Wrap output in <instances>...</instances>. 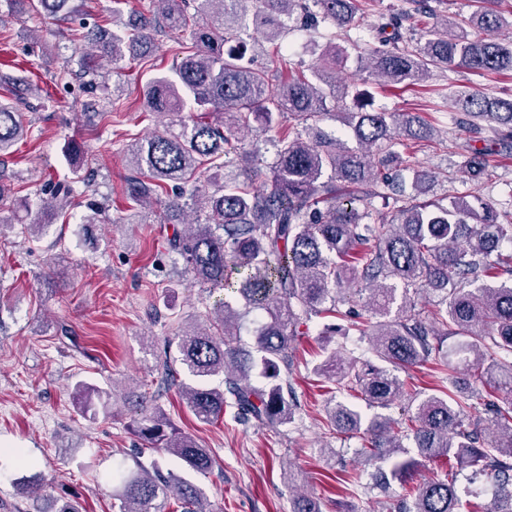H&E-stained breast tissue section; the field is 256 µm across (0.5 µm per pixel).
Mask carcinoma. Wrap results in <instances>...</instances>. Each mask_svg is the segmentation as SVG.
<instances>
[{
  "label": "carcinoma",
  "instance_id": "cac0c4a2",
  "mask_svg": "<svg viewBox=\"0 0 512 512\" xmlns=\"http://www.w3.org/2000/svg\"><path fill=\"white\" fill-rule=\"evenodd\" d=\"M158 14L134 35H105L99 26L81 35L90 49L82 60L86 90L101 91L90 121L100 122L123 110L121 96L107 93L112 73L128 53L144 58L153 46L147 33L175 31L176 60L172 75H157L143 89V108L169 118L150 137L126 149L133 174L124 196L130 205L146 207L168 190L174 205L197 213L169 240L192 279L224 295L237 294L243 309L217 300L208 324L185 330L178 356L164 355L158 370L162 383H179L188 410L201 421L221 418L227 409L244 423L270 430L294 419L279 381L280 366L290 367L288 350L296 337L309 333L312 318L327 320L322 333L372 337V357H342L322 346L323 359L314 375L361 396L371 407L399 405L400 420L374 417L362 425L358 407L331 397L327 416L336 434L361 440V452L394 459L390 472L371 474L370 488L382 491L395 480L407 481L423 461L446 459L492 480L491 512H512V284L491 285L487 278L512 276V263L500 248L512 246V222L473 194L444 205L403 195L393 218L375 222L373 199L383 190L401 191L393 176L407 173L415 190L431 176L414 166L407 141L430 142L434 127L418 112L389 113L367 109L365 97L341 113L346 130L327 134L321 123L331 115L328 103H340L336 68L345 50L332 42L320 48L317 60L281 77L285 58H269L253 69L242 54L226 48L240 39L239 26L248 12L268 27L263 38L280 42L288 31L282 18L302 14L307 30L318 33L322 22L349 27L355 20L354 0H156ZM469 17L436 18L424 43L404 38L395 18L379 26L387 48L358 57L359 68L379 81L408 88L434 68L512 73V40L500 38L508 18L498 0H474ZM320 6V12L311 5ZM32 8L56 18L79 10L72 0H37ZM392 32H387V28ZM466 124H487L499 139H512V98L479 92L457 99ZM190 106L198 114L183 115ZM258 123L278 133L271 176L260 186L259 150L244 152L237 134ZM24 113L17 104L0 101V157L26 135ZM224 155V168L241 170L245 179L224 178L209 188L190 182L204 161ZM489 166L488 153L472 151L463 167L480 186ZM75 197L70 184L56 183L43 204L64 217ZM483 281L477 288L466 284ZM431 290L440 296L432 320L416 311L411 294ZM358 298L373 321L342 306ZM258 318L252 344L237 339L238 321ZM466 336L460 347L470 366L469 391L407 393L391 369H407L430 359L441 371L456 367L441 356L433 340ZM185 373L190 382L180 380ZM507 391L500 401L484 399L483 388ZM84 407L108 413L107 403L93 408L91 396H107L85 382L76 385ZM483 405L487 427L470 420V410ZM128 429L182 464L205 476L214 468L209 449L184 433L156 401L139 397ZM415 454H410L408 442ZM114 500L119 512H167L168 495L181 512H212L203 488L154 460L112 470ZM454 474L434 477L417 488L403 512H460Z\"/></svg>",
  "mask_w": 512,
  "mask_h": 512
}]
</instances>
